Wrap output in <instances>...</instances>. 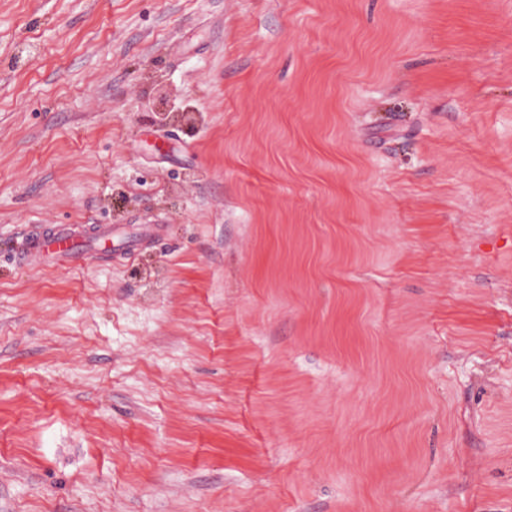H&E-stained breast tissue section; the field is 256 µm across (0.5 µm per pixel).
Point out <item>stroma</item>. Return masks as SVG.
Wrapping results in <instances>:
<instances>
[{
    "mask_svg": "<svg viewBox=\"0 0 512 512\" xmlns=\"http://www.w3.org/2000/svg\"><path fill=\"white\" fill-rule=\"evenodd\" d=\"M0 512H512V0H0ZM80 241L81 239L74 237L67 228L41 232L35 239L36 253L61 261H74L83 254L79 249Z\"/></svg>",
    "mask_w": 512,
    "mask_h": 512,
    "instance_id": "stroma-1",
    "label": "stroma"
}]
</instances>
